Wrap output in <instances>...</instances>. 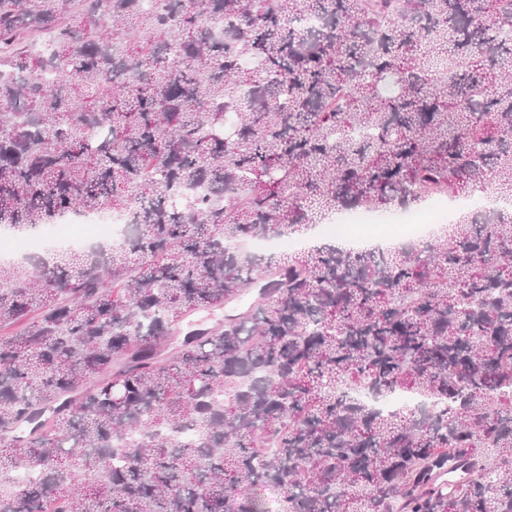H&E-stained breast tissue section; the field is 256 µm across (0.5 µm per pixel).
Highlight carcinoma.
<instances>
[{"label":"carcinoma","instance_id":"cac0c4a2","mask_svg":"<svg viewBox=\"0 0 512 512\" xmlns=\"http://www.w3.org/2000/svg\"><path fill=\"white\" fill-rule=\"evenodd\" d=\"M483 190L512 0H0V230L134 215L0 266V512H512V212L239 247ZM132 220V213L127 211L121 214H86L79 218H65L58 224L48 227L45 236L40 240L45 250L48 243H58L74 248L84 246V243L97 238L105 227L112 230V241L122 242L125 238L126 224ZM73 223L83 224V234L74 235ZM113 224V225H112ZM248 300H244L243 302L233 303L225 306L223 309H218L211 313H199L196 315L190 316L184 322L180 323L178 326L179 333L176 336L182 337L183 332H185L189 327L199 325V324H210L215 322L216 320H220L224 318V314L230 310H238L240 309L244 303Z\"/></svg>","mask_w":512,"mask_h":512}]
</instances>
